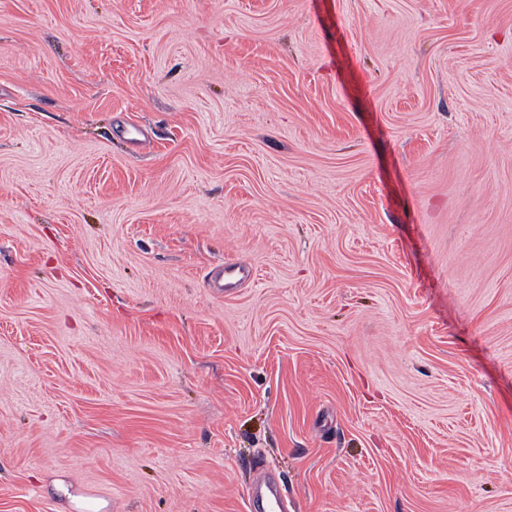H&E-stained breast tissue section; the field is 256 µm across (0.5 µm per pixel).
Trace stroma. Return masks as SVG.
<instances>
[{"label": "stroma", "mask_w": 512, "mask_h": 512, "mask_svg": "<svg viewBox=\"0 0 512 512\" xmlns=\"http://www.w3.org/2000/svg\"><path fill=\"white\" fill-rule=\"evenodd\" d=\"M265 476L512 512V0H0V512Z\"/></svg>", "instance_id": "35a3bbf8"}]
</instances>
